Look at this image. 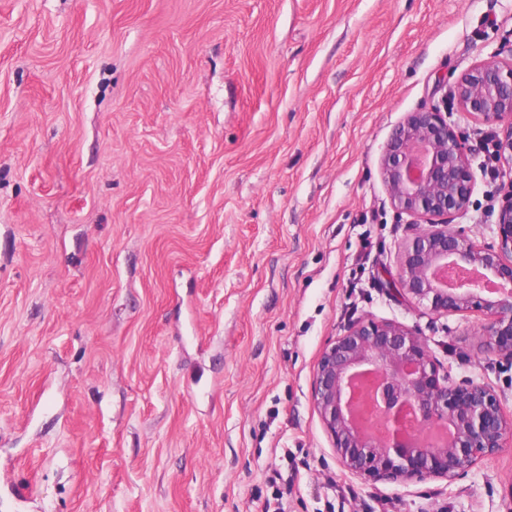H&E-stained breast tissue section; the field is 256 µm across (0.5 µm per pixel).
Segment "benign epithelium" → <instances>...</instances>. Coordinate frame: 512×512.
Returning a JSON list of instances; mask_svg holds the SVG:
<instances>
[{
  "mask_svg": "<svg viewBox=\"0 0 512 512\" xmlns=\"http://www.w3.org/2000/svg\"><path fill=\"white\" fill-rule=\"evenodd\" d=\"M441 104L410 112L392 134L381 174L393 206L430 222L400 256L394 290L435 313L478 312L487 349L512 360V182L500 208L498 245L481 247L448 218L468 210L474 191L468 137L448 123V98L485 124L503 126L501 155L512 161V58L481 61L453 83ZM379 377L377 411L391 426L380 438L360 424L352 405L354 380ZM312 398L340 466L372 485L452 479L512 443V417L497 393L473 380L439 373L425 338L395 321L350 325L326 346L313 370ZM423 428H447L441 444L400 436L402 411Z\"/></svg>",
  "mask_w": 512,
  "mask_h": 512,
  "instance_id": "obj_1",
  "label": "benign epithelium"
}]
</instances>
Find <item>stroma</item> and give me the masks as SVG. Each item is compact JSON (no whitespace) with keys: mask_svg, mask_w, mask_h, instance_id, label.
I'll return each instance as SVG.
<instances>
[{"mask_svg":"<svg viewBox=\"0 0 512 512\" xmlns=\"http://www.w3.org/2000/svg\"><path fill=\"white\" fill-rule=\"evenodd\" d=\"M512 0H0V512H512V446L368 485L312 401L373 317L512 414L479 314L388 295L381 158ZM454 216L497 243V183Z\"/></svg>","mask_w":512,"mask_h":512,"instance_id":"1","label":"stroma"}]
</instances>
